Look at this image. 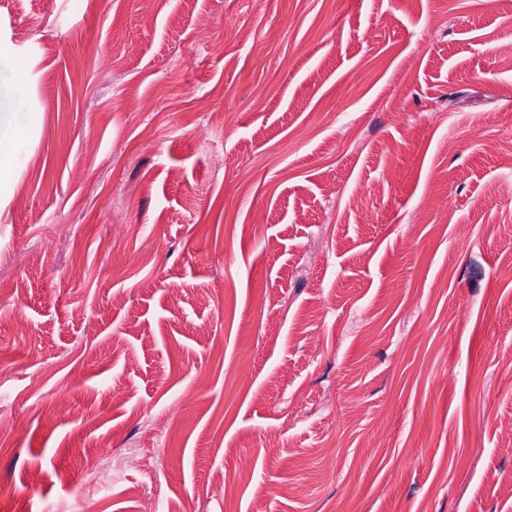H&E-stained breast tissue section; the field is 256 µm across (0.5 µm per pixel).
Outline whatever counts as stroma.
Masks as SVG:
<instances>
[{
    "label": "stroma",
    "mask_w": 512,
    "mask_h": 512,
    "mask_svg": "<svg viewBox=\"0 0 512 512\" xmlns=\"http://www.w3.org/2000/svg\"><path fill=\"white\" fill-rule=\"evenodd\" d=\"M17 76L0 512H512L506 0H0Z\"/></svg>",
    "instance_id": "stroma-1"
}]
</instances>
